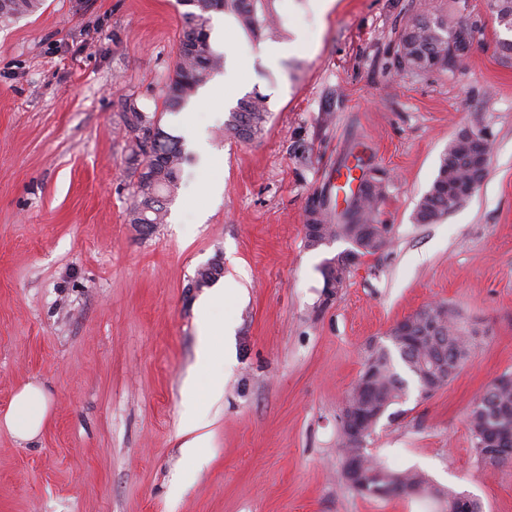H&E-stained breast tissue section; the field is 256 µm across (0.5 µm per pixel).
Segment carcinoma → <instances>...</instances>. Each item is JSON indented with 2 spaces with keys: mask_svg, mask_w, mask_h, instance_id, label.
<instances>
[{
  "mask_svg": "<svg viewBox=\"0 0 512 512\" xmlns=\"http://www.w3.org/2000/svg\"><path fill=\"white\" fill-rule=\"evenodd\" d=\"M187 7L182 13L179 48L169 78L163 111L174 112L191 99L196 91L224 67L225 54L211 40L209 23L212 14L224 12L254 38L278 39L282 28L276 20L275 0H180ZM41 0H9L7 10L0 11V21L28 16L39 9ZM454 36L437 18L420 14L406 30L400 42V59L404 66L421 71L444 70L454 62L451 42ZM121 117L133 133L128 144V161L136 177L133 203L127 222L136 226L161 224L167 216L166 204L181 188L183 165L188 161L183 138L167 132L162 114L143 111L135 98L128 96L121 103ZM269 107L266 97L253 92L237 103L224 121V136L250 141L264 130ZM158 128L159 142L147 144V132ZM477 176L462 158V144L451 142L440 157L438 170L429 190L420 199L415 217L424 224H433L468 199L466 188ZM380 191L367 190L362 204L347 207L337 222L325 220L327 231L344 238L353 224L375 223L374 211ZM419 313L433 318L440 325L441 337L422 339L409 348L396 341L391 346L372 349L364 368L373 369L371 399L373 409L388 412L408 396L415 386L423 396L437 392L459 373L472 353L473 336L459 314L447 305H427ZM471 442L482 453L483 436L500 426L512 427V387L489 385L474 402L467 415ZM365 469L378 484L390 488L399 498L440 496L459 501V512H482L476 499L456 492H441L431 485L421 471H393L378 462H368Z\"/></svg>",
  "mask_w": 512,
  "mask_h": 512,
  "instance_id": "1",
  "label": "carcinoma"
}]
</instances>
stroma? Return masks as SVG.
I'll list each match as a JSON object with an SVG mask.
<instances>
[{
	"label": "stroma",
	"mask_w": 512,
	"mask_h": 512,
	"mask_svg": "<svg viewBox=\"0 0 512 512\" xmlns=\"http://www.w3.org/2000/svg\"><path fill=\"white\" fill-rule=\"evenodd\" d=\"M295 45L278 65L234 18L211 38L238 61L240 95H266L251 141L223 137L203 106L164 113L188 136L204 127L216 157L190 162L170 209L177 220L127 222L132 138L121 101L162 111L181 28L179 0H43L0 22V415L25 383L46 387L50 419L31 441L0 429V512H446L428 498H370L343 479L344 398L394 323L442 302L478 339L457 377L411 392L379 423L371 455L470 493L483 512H512V465L493 469L471 445L467 414L512 374V38L488 0H277ZM434 13L471 26L446 70L399 63L404 29ZM489 136L488 172L435 224L413 215L441 154L462 131ZM379 181L389 245L325 288L311 248V201L337 174ZM224 265L243 297L202 308L198 266ZM234 326L224 393L211 401L203 320ZM194 387H186L187 378ZM204 411L210 451L197 459L178 429Z\"/></svg>",
	"instance_id": "35a3bbf8"
}]
</instances>
